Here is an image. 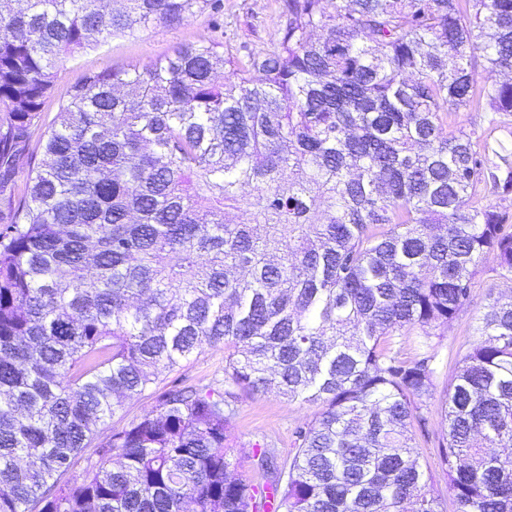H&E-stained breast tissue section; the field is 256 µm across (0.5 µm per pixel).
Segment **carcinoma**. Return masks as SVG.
<instances>
[{
	"label": "carcinoma",
	"instance_id": "obj_1",
	"mask_svg": "<svg viewBox=\"0 0 512 512\" xmlns=\"http://www.w3.org/2000/svg\"><path fill=\"white\" fill-rule=\"evenodd\" d=\"M218 2L0 0V512H446L414 454L427 339L486 255L512 276V0H283L245 61L202 42L86 76L26 155L59 62ZM476 99L489 133L448 130ZM415 331L424 353L393 348ZM219 345L227 388L173 384L85 456ZM269 390L322 410L288 470L251 449L257 485L227 433ZM438 411L455 512H512V299ZM162 390H158L155 394L138 396L127 399L119 407L112 418L107 420L106 424L101 427L97 435L93 438L92 442L87 449L86 456L92 453L96 446L103 443L111 434L113 428H121L127 425L131 420L140 418L152 411H156L158 406L157 395Z\"/></svg>",
	"mask_w": 512,
	"mask_h": 512
}]
</instances>
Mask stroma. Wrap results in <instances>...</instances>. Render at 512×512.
<instances>
[{
    "instance_id": "35a3bbf8",
    "label": "stroma",
    "mask_w": 512,
    "mask_h": 512,
    "mask_svg": "<svg viewBox=\"0 0 512 512\" xmlns=\"http://www.w3.org/2000/svg\"><path fill=\"white\" fill-rule=\"evenodd\" d=\"M282 0H221L219 14L194 16L178 26H158L133 37L118 36L58 65L54 86L40 115L37 133H44L56 119L58 105L69 90L85 76L114 66L142 67L172 55L182 45L212 40L238 55L268 47L280 23ZM512 294V279L501 277L494 257H487L475 277L469 302L435 340V387L427 401V435L418 437L415 454L432 476L429 487L444 503L447 512L455 505L444 479L439 443L445 424L437 412L458 371L459 361L475 338V328L494 299ZM177 376L185 383L205 386L223 383L224 350L208 348L184 363ZM230 422L227 442L232 455H241L256 445L270 448L279 464L289 465L296 451L295 433L321 411L320 404L288 402L273 391L239 394Z\"/></svg>"
}]
</instances>
